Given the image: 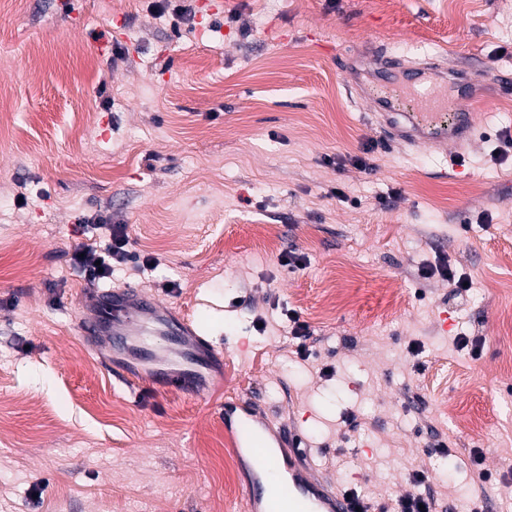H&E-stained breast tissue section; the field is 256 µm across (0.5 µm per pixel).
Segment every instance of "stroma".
Segmentation results:
<instances>
[{
	"label": "stroma",
	"instance_id": "obj_1",
	"mask_svg": "<svg viewBox=\"0 0 512 512\" xmlns=\"http://www.w3.org/2000/svg\"><path fill=\"white\" fill-rule=\"evenodd\" d=\"M153 3L0 0V512H246L228 403L300 433L304 473L328 488L431 493L440 512L499 502L512 491V152L492 154L512 130L499 83L512 0H224L180 37ZM102 33L128 63L97 50ZM378 47L467 70L474 93L453 106L478 132L462 157L376 124ZM98 212L158 259L104 288L152 294L211 343L200 396L132 395L121 367L153 363L80 335L96 308L71 263L74 225ZM289 252L304 266H283ZM442 262L467 291L433 274Z\"/></svg>",
	"mask_w": 512,
	"mask_h": 512
}]
</instances>
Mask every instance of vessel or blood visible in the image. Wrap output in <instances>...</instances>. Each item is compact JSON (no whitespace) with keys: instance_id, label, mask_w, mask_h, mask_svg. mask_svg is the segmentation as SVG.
<instances>
[{"instance_id":"obj_1","label":"vessel or blood","mask_w":512,"mask_h":512,"mask_svg":"<svg viewBox=\"0 0 512 512\" xmlns=\"http://www.w3.org/2000/svg\"><path fill=\"white\" fill-rule=\"evenodd\" d=\"M375 58L374 77L388 91L378 102L377 117L393 139L410 146L426 144L441 149L474 137L473 114L448 110L450 92L463 93L471 88L462 71L409 68L399 57L385 51L377 52ZM395 92L411 96L417 113L394 111L391 95ZM96 307L97 316L82 322V335L107 336L116 346L126 345L132 332L143 331L148 325L178 346L191 333L189 321L171 318L156 299L132 289L97 292ZM153 381L188 396L201 393L199 372L193 367L157 373ZM224 430L233 447L253 463L252 478L246 486L249 512H351L343 493L319 488L298 476L296 452L302 445L301 435L284 437L263 418L238 407L225 408ZM282 445L292 451L285 462L277 455Z\"/></svg>"}]
</instances>
